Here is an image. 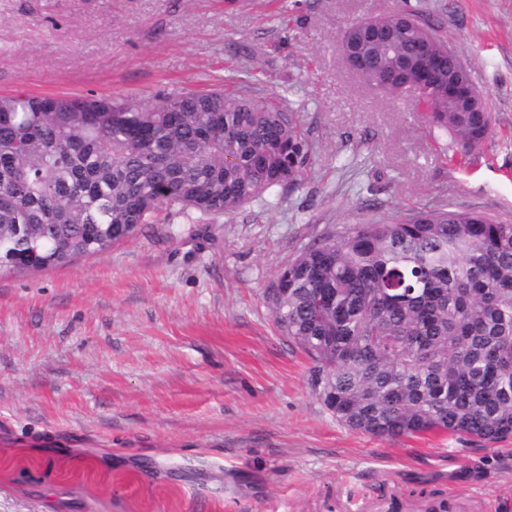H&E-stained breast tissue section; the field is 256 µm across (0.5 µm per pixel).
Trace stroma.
<instances>
[{
    "instance_id": "obj_1",
    "label": "stroma",
    "mask_w": 512,
    "mask_h": 512,
    "mask_svg": "<svg viewBox=\"0 0 512 512\" xmlns=\"http://www.w3.org/2000/svg\"><path fill=\"white\" fill-rule=\"evenodd\" d=\"M400 7L485 95L468 156L342 56L347 25ZM211 87L278 99L310 164L235 212L0 274V512H512V437L342 426L266 299L332 227L441 207L512 224V0H0V95Z\"/></svg>"
}]
</instances>
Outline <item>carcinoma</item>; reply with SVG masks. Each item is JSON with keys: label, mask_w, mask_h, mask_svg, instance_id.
<instances>
[{"label": "carcinoma", "mask_w": 512, "mask_h": 512, "mask_svg": "<svg viewBox=\"0 0 512 512\" xmlns=\"http://www.w3.org/2000/svg\"><path fill=\"white\" fill-rule=\"evenodd\" d=\"M401 15L405 40L376 45L380 72L416 33L434 35ZM447 80L420 101L465 155L491 128L448 111ZM310 158L295 113L262 97L1 95L0 271L103 253L163 213H231L299 181ZM267 299L341 425L376 438L512 436V224L445 209L345 224L305 246Z\"/></svg>", "instance_id": "cac0c4a2"}]
</instances>
